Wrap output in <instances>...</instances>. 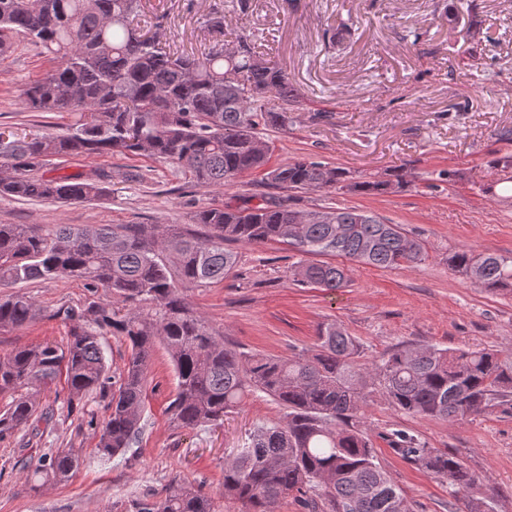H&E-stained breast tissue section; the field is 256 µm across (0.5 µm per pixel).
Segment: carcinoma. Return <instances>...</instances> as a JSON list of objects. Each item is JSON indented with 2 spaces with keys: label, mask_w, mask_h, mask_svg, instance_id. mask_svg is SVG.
Returning <instances> with one entry per match:
<instances>
[{
  "label": "carcinoma",
  "mask_w": 512,
  "mask_h": 512,
  "mask_svg": "<svg viewBox=\"0 0 512 512\" xmlns=\"http://www.w3.org/2000/svg\"><path fill=\"white\" fill-rule=\"evenodd\" d=\"M142 0H0V56L21 35L53 55L57 65L30 83L23 103L31 112H74L63 132L19 137L0 131V197L90 202L112 185V170L53 175V160L123 155L159 159L202 188L231 187L263 173L276 189L396 192L402 173L359 181L341 167L296 157L269 165L270 132L284 131L304 111L288 74L256 50L248 35L226 50L174 52L139 25ZM199 232L183 224L60 225L43 230L0 224V283L76 279L108 299L61 307L66 344L45 343L0 356V438L24 427L56 425L50 407L37 411L15 396L24 385L64 378L68 404L106 392L108 361L100 337H118L129 350L119 368L100 426L97 454L107 462L131 447L142 430L145 383L156 345L168 351L177 378L168 412L174 425L195 429L223 422L246 392L257 390L283 409L276 422L255 427L224 463V498L245 512H276L298 494L306 512H411L403 493L377 462L364 407L377 389L397 411L454 422L489 412L512 415V355L497 349L449 350L431 345L393 351L370 367L359 362L356 337L335 324L319 328L311 354L270 357L237 351L194 311L186 290L224 280L237 264L228 242L289 246L302 260L292 281L335 291L346 269L310 256L343 257L388 269L414 264L423 243L400 224L362 211L336 208L303 213L285 200L205 207ZM448 268L488 292L512 291V257L448 255ZM40 317L24 294L0 299V328ZM388 445L401 459L437 478L464 500V512H490L480 478L454 451L430 448L396 430ZM19 447L15 465L34 490L69 481L79 465L72 448L35 458ZM135 512H218L212 496L174 479L135 504Z\"/></svg>",
  "instance_id": "1"
}]
</instances>
